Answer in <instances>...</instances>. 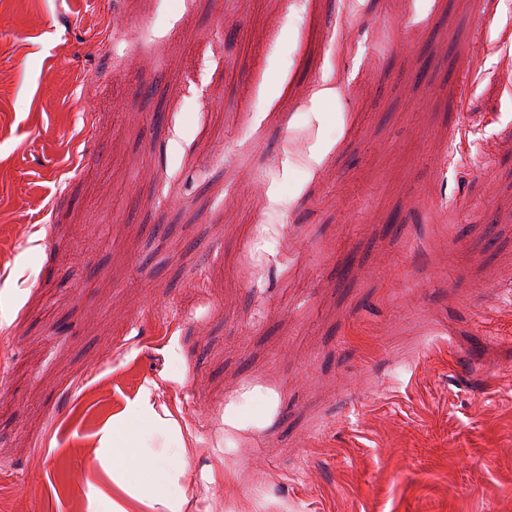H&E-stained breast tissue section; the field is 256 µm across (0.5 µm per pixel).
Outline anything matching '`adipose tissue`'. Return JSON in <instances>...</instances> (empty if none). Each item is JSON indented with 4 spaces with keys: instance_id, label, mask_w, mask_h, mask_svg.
I'll return each instance as SVG.
<instances>
[{
    "instance_id": "ef3b65f1",
    "label": "adipose tissue",
    "mask_w": 512,
    "mask_h": 512,
    "mask_svg": "<svg viewBox=\"0 0 512 512\" xmlns=\"http://www.w3.org/2000/svg\"><path fill=\"white\" fill-rule=\"evenodd\" d=\"M153 408L141 404L133 419L112 427V479L117 484L135 482L140 501L171 505L185 495L177 472L183 464L180 447L153 448Z\"/></svg>"
}]
</instances>
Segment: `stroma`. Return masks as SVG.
<instances>
[{"instance_id":"1","label":"stroma","mask_w":512,"mask_h":512,"mask_svg":"<svg viewBox=\"0 0 512 512\" xmlns=\"http://www.w3.org/2000/svg\"><path fill=\"white\" fill-rule=\"evenodd\" d=\"M507 69L512 0H0V512H512ZM153 414L145 402L131 421L112 425V480L119 486L137 483L141 502L170 506L185 495L177 477L185 448H149Z\"/></svg>"}]
</instances>
